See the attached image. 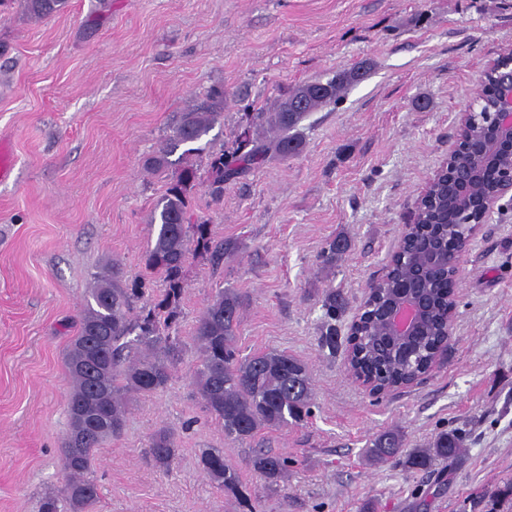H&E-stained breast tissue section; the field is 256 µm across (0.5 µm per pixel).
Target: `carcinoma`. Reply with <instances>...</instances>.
Wrapping results in <instances>:
<instances>
[{
  "label": "carcinoma",
  "mask_w": 512,
  "mask_h": 512,
  "mask_svg": "<svg viewBox=\"0 0 512 512\" xmlns=\"http://www.w3.org/2000/svg\"><path fill=\"white\" fill-rule=\"evenodd\" d=\"M35 19H42L65 7L67 0H19ZM358 73L339 71L322 82L310 81L288 90L271 112H256L232 146L211 155L206 176L192 165L184 166L158 201L151 223L155 238L148 249V265L164 276L165 293L152 309L135 315L134 303L143 293L122 282L120 266L108 265L94 276L92 288L78 316V333L72 339L67 366L72 389L67 399L71 433L60 448V467L65 479L64 497L71 512H87L99 498L96 482L88 478L96 450L118 436L128 414V395L152 394L167 387L172 371L181 359L186 343L169 329L178 321L179 300L184 290L183 267L190 249L203 251L214 265L224 260L228 245L213 239L209 224L192 222L188 199L206 181L211 196L219 200L224 182L260 165L269 154L286 159L303 146L300 124L313 112L334 105L340 93L356 81ZM224 108V89H210L203 101L181 113L173 134L149 159L152 168L167 164V156L182 144L194 143L206 135ZM448 225L422 224L410 232L415 239L445 237ZM343 239H334L321 252L325 265L347 250ZM414 243L394 253L389 282L404 278L409 270ZM448 282L436 281L430 289L431 312L419 336L407 349L396 354L381 346L377 323L366 327L358 350L363 356L353 369L363 373L376 364L386 366L392 390L407 388L431 368L432 350L448 347L444 323L451 301ZM326 324L323 344L336 349V327L331 321L342 312L345 302L332 290L325 295ZM241 302L237 293L222 288L197 317L192 343L199 353L194 371L196 388L204 409L224 427V436L238 442L251 439L262 429L300 424L313 415V380L309 367L285 352H260L239 356L235 331ZM462 438L442 432L427 448L404 452L403 435L396 429L382 430L371 439L366 458L375 465L399 458L413 470H427L437 461L458 457ZM145 453L159 469L169 471L177 454L174 436L160 429L148 439ZM202 470L221 488L237 483L236 470L224 459L223 451L206 449L199 460ZM252 469L269 486H276L288 469V458L270 449H260L249 459Z\"/></svg>",
  "instance_id": "carcinoma-1"
}]
</instances>
